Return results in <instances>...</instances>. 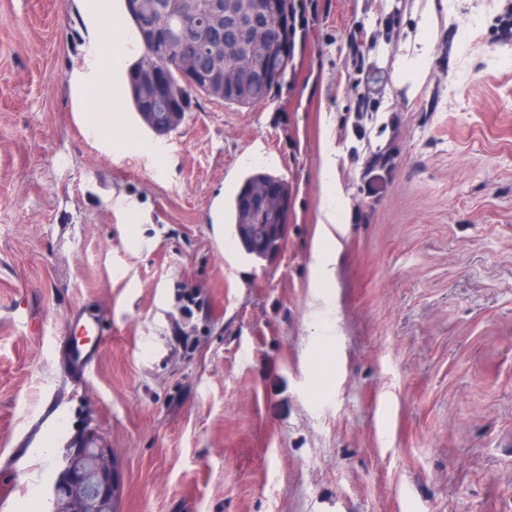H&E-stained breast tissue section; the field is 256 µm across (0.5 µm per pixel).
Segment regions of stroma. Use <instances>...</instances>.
Segmentation results:
<instances>
[{
  "instance_id": "obj_1",
  "label": "stroma",
  "mask_w": 512,
  "mask_h": 512,
  "mask_svg": "<svg viewBox=\"0 0 512 512\" xmlns=\"http://www.w3.org/2000/svg\"><path fill=\"white\" fill-rule=\"evenodd\" d=\"M429 2L296 0L270 101L160 137L94 134L76 89L120 0H0V512H51L57 411L108 440L116 512H512V0ZM257 168L290 189L271 263L224 219ZM415 45H421L422 48L419 50L420 54L414 56H406L402 59L401 69L409 75V79H414L427 65L425 54L428 49L429 38L427 35L426 27H420L414 37ZM320 211L322 219L320 220V241L318 247L322 256L317 274V288L331 279V270L329 269L330 257L332 251H326L323 247L325 242H335L338 238L332 231V228L340 230L339 224H344L343 210L340 206V196L336 189H329L323 196ZM331 225V226H328ZM71 324L79 336L72 337L67 364L74 375L85 378L100 358L102 341L98 336L102 329V316L93 306L82 304L73 311Z\"/></svg>"
}]
</instances>
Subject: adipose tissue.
Segmentation results:
<instances>
[{
  "mask_svg": "<svg viewBox=\"0 0 512 512\" xmlns=\"http://www.w3.org/2000/svg\"><path fill=\"white\" fill-rule=\"evenodd\" d=\"M99 24L103 36L86 61L87 67L93 72V77L82 86L86 107L93 116L102 110V92L111 80L114 58L125 56L127 52L126 43L119 38L121 27L112 14H101Z\"/></svg>",
  "mask_w": 512,
  "mask_h": 512,
  "instance_id": "ef3b65f1",
  "label": "adipose tissue"
}]
</instances>
